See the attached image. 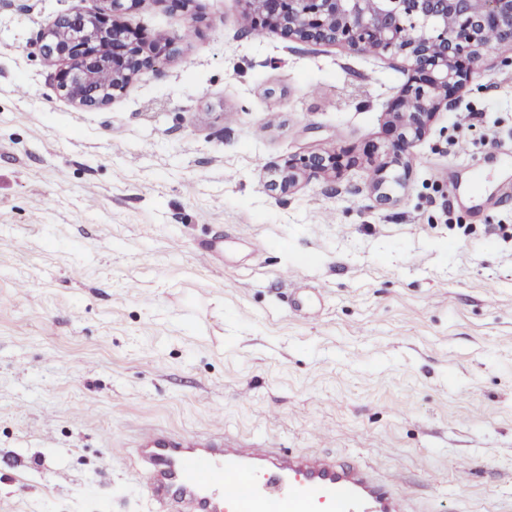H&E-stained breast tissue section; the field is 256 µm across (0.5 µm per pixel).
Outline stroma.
Instances as JSON below:
<instances>
[{"label": "stroma", "instance_id": "stroma-1", "mask_svg": "<svg viewBox=\"0 0 512 512\" xmlns=\"http://www.w3.org/2000/svg\"><path fill=\"white\" fill-rule=\"evenodd\" d=\"M70 5L0 0V512H149L112 453L147 428L356 460L410 512H512V46L382 201L360 154L404 58L142 0L172 53L80 107L40 50ZM338 149L339 179L271 189ZM356 161L357 158L347 150L291 156L281 165V175L279 180H274L273 186L281 192H288L297 185L302 176H336Z\"/></svg>", "mask_w": 512, "mask_h": 512}]
</instances>
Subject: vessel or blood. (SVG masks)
Wrapping results in <instances>:
<instances>
[{"mask_svg":"<svg viewBox=\"0 0 512 512\" xmlns=\"http://www.w3.org/2000/svg\"><path fill=\"white\" fill-rule=\"evenodd\" d=\"M130 454L153 512H404L403 495L331 455L153 428Z\"/></svg>","mask_w":512,"mask_h":512,"instance_id":"1","label":"vessel or blood"}]
</instances>
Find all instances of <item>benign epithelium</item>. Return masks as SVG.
<instances>
[{
	"label": "benign epithelium",
	"instance_id": "benign-epithelium-1",
	"mask_svg": "<svg viewBox=\"0 0 512 512\" xmlns=\"http://www.w3.org/2000/svg\"><path fill=\"white\" fill-rule=\"evenodd\" d=\"M83 0L51 20L42 35L43 54L58 63L56 92L78 106L107 104L142 70L173 51V42L152 37L119 19L143 0H101L94 13ZM244 27L251 32L278 30L304 43L339 44L379 50L410 61L412 76L388 110L390 142L365 148L382 158L376 188L391 167L409 169L410 149L426 134L430 122L477 72L490 48L482 33L494 27L499 44H512V0H241ZM112 73V86L98 82L99 72ZM357 158L347 150L291 156L280 167L273 186L282 192L299 178L337 175Z\"/></svg>",
	"mask_w": 512,
	"mask_h": 512
}]
</instances>
